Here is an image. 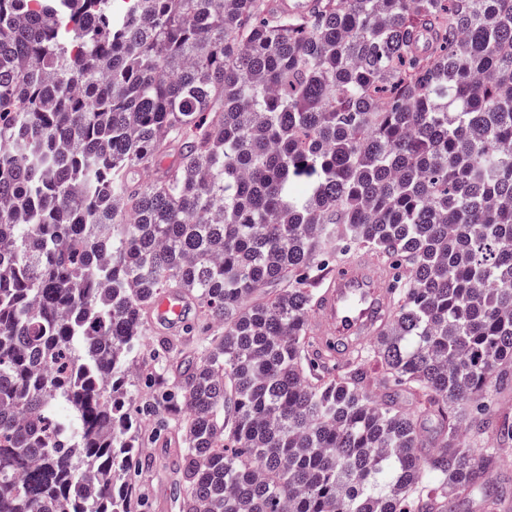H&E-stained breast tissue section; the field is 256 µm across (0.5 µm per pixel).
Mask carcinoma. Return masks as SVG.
<instances>
[{
	"label": "carcinoma",
	"mask_w": 512,
	"mask_h": 512,
	"mask_svg": "<svg viewBox=\"0 0 512 512\" xmlns=\"http://www.w3.org/2000/svg\"><path fill=\"white\" fill-rule=\"evenodd\" d=\"M364 253L338 360L308 320ZM164 288L180 512H512V0H0V512H138ZM385 275L367 258L338 264L316 302L310 325L320 338L362 343L375 334L385 307ZM186 300L181 295L165 293L158 296L151 306V310L172 326L181 323L185 313ZM149 332L147 336V342L145 346H143L138 353V355L133 359V363L129 369L130 377L127 380L126 389L133 392L135 389H143L144 385V375L146 372L150 371L153 361H152V349L159 348L157 340L166 337L172 336L173 334H162L158 332V329L161 328V325L157 322L156 316H153V320L149 321Z\"/></svg>",
	"instance_id": "carcinoma-1"
}]
</instances>
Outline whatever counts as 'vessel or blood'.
Listing matches in <instances>:
<instances>
[{
  "instance_id": "b4317fda",
  "label": "vessel or blood",
  "mask_w": 512,
  "mask_h": 512,
  "mask_svg": "<svg viewBox=\"0 0 512 512\" xmlns=\"http://www.w3.org/2000/svg\"><path fill=\"white\" fill-rule=\"evenodd\" d=\"M387 300L385 276L366 258L338 264L320 294L310 325L318 336L328 335L357 343L371 337ZM186 300L165 293L152 306L170 325L181 323Z\"/></svg>"
}]
</instances>
